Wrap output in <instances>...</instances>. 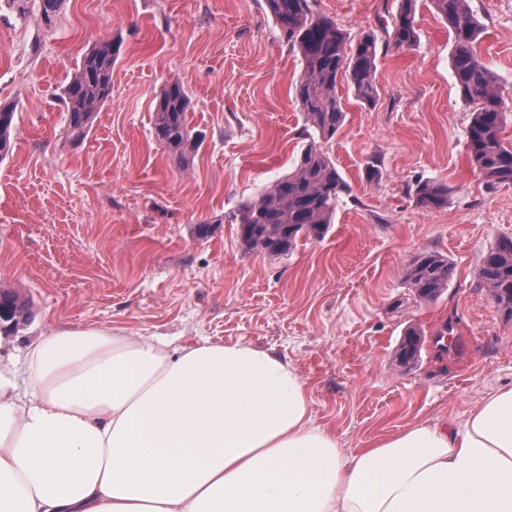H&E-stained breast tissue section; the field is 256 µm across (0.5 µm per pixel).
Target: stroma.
Here are the masks:
<instances>
[{"label": "stroma", "instance_id": "obj_1", "mask_svg": "<svg viewBox=\"0 0 512 512\" xmlns=\"http://www.w3.org/2000/svg\"><path fill=\"white\" fill-rule=\"evenodd\" d=\"M38 3L21 11L0 0V103L16 110L0 156V289L32 310L0 352L24 355L66 326L180 344L248 341L297 367L316 421L348 454L410 424L461 421L512 386V321L477 274L485 252L512 236V185H488L468 162L471 110L429 0L417 3V43L380 54L376 106L339 86L345 119L327 150L350 190L323 238L278 259L249 252L233 220L306 145L291 88L299 57L264 0H64L50 27ZM469 4L512 143V0ZM397 5L314 0L313 9L355 35L382 32ZM105 41L119 50L112 98L74 143L60 89L83 52ZM173 79L190 97L199 141L184 162L153 134ZM418 178L447 184V204H417L408 187ZM203 223L205 238L195 231ZM433 251L447 255L453 277L422 301L404 272ZM447 322L453 341L443 351L435 338ZM410 329L424 345L404 368L396 352Z\"/></svg>", "mask_w": 512, "mask_h": 512}]
</instances>
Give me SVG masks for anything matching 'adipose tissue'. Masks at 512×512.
<instances>
[{"mask_svg":"<svg viewBox=\"0 0 512 512\" xmlns=\"http://www.w3.org/2000/svg\"><path fill=\"white\" fill-rule=\"evenodd\" d=\"M287 357L99 329L0 356V512H512V387L346 454Z\"/></svg>","mask_w":512,"mask_h":512,"instance_id":"obj_1","label":"adipose tissue"}]
</instances>
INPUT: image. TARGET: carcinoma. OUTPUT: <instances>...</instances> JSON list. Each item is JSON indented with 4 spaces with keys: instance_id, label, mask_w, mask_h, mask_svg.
I'll return each mask as SVG.
<instances>
[{
    "instance_id": "obj_1",
    "label": "carcinoma",
    "mask_w": 512,
    "mask_h": 512,
    "mask_svg": "<svg viewBox=\"0 0 512 512\" xmlns=\"http://www.w3.org/2000/svg\"><path fill=\"white\" fill-rule=\"evenodd\" d=\"M64 0H40L42 24L57 18ZM417 0H399L385 45L410 48L418 40ZM312 0H265L266 8L284 38L298 51L303 64L293 87L294 98L303 112L309 142L294 162L293 170L273 181L253 201L234 215L240 237L248 251L279 257L296 248L301 238H319L327 230L340 197L348 184L323 146L336 135L344 121L337 94L346 80L357 100L373 107L378 101L376 72L379 37L364 31L352 38L336 23L311 9ZM436 13L448 23L453 40L452 69L461 98L473 106L466 131L469 162L490 185L512 184V147L503 145L501 132L506 121L502 100L492 71L475 51L480 25L468 0H430ZM117 60L112 42L94 46L76 65L61 89L67 112L66 138L73 142L89 134L96 112L112 97V69ZM189 96L183 85L170 81L160 95L153 123L154 136L169 152L185 159L198 146L188 128ZM13 108L0 105V152L7 149L14 126ZM421 206L441 207L448 201L446 184L417 181L410 188ZM452 266L438 252L423 255L406 270L405 283L415 296L430 301L448 288ZM478 277L495 303L512 318V237L496 241L483 256ZM31 316L28 303L9 291H0V330L9 332ZM421 336L414 330L401 341L399 364L418 360Z\"/></svg>"
}]
</instances>
